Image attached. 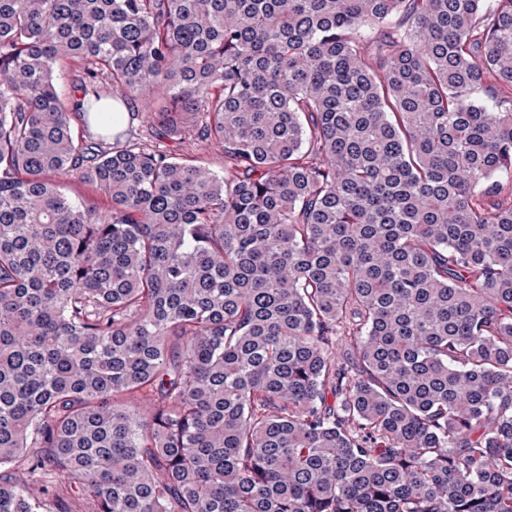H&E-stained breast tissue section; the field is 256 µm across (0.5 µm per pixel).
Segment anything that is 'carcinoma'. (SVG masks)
Listing matches in <instances>:
<instances>
[{"instance_id":"cac0c4a2","label":"carcinoma","mask_w":512,"mask_h":512,"mask_svg":"<svg viewBox=\"0 0 512 512\" xmlns=\"http://www.w3.org/2000/svg\"><path fill=\"white\" fill-rule=\"evenodd\" d=\"M500 83L512 0H0V512H512ZM176 153L190 154L202 157L209 167L224 174V153L216 146L207 145L187 138L176 142H166Z\"/></svg>"}]
</instances>
